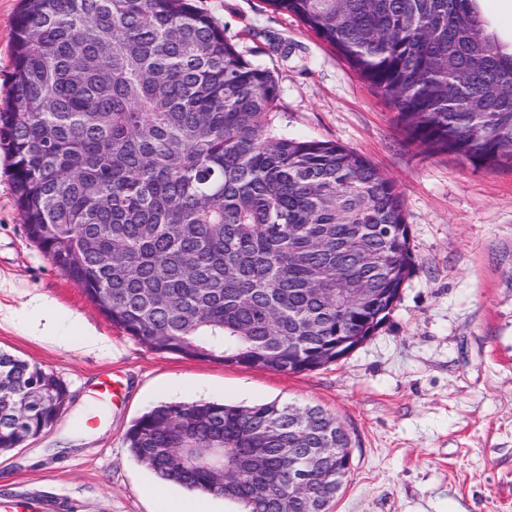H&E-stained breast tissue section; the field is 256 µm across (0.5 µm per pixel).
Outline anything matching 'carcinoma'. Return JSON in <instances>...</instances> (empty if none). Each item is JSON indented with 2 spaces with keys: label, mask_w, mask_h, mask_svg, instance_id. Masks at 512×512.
<instances>
[{
  "label": "carcinoma",
  "mask_w": 512,
  "mask_h": 512,
  "mask_svg": "<svg viewBox=\"0 0 512 512\" xmlns=\"http://www.w3.org/2000/svg\"><path fill=\"white\" fill-rule=\"evenodd\" d=\"M334 47L411 141L475 166L512 167V46L478 0H265ZM0 108L29 238L116 327L199 361L299 374L371 336L412 272L393 180L368 158L277 125L272 72L247 61L190 0H22ZM369 288L358 305L351 289ZM67 386L0 352V449L43 430L25 398ZM212 436L228 479L167 448ZM130 453L161 480L244 512H327L336 479L294 495L288 452L350 437L318 406L165 403L134 421Z\"/></svg>",
  "instance_id": "cac0c4a2"
}]
</instances>
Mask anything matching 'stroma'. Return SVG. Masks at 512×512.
Instances as JSON below:
<instances>
[{
    "mask_svg": "<svg viewBox=\"0 0 512 512\" xmlns=\"http://www.w3.org/2000/svg\"><path fill=\"white\" fill-rule=\"evenodd\" d=\"M252 64L278 81L290 135L335 142L394 180L412 274L365 343L312 372L282 374L150 349L112 326L29 239L0 152V349L54 372L57 421L0 453V512L38 497L63 512H163L156 476L127 450L129 427L171 402L319 406L351 438L350 475L328 512H512V170L474 168L412 143L397 113L336 49L264 0H194ZM19 0H0V96L11 82ZM60 331L33 336L42 306ZM123 392L104 400L101 379Z\"/></svg>",
    "mask_w": 512,
    "mask_h": 512,
    "instance_id": "stroma-1",
    "label": "stroma"
}]
</instances>
